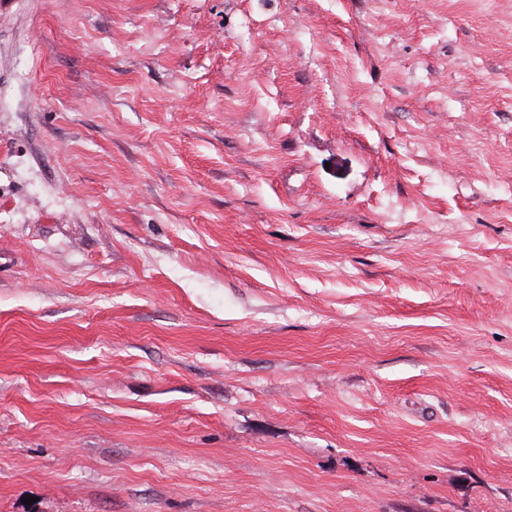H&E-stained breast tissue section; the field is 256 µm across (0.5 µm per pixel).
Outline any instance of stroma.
I'll return each instance as SVG.
<instances>
[{
	"instance_id": "1",
	"label": "stroma",
	"mask_w": 512,
	"mask_h": 512,
	"mask_svg": "<svg viewBox=\"0 0 512 512\" xmlns=\"http://www.w3.org/2000/svg\"><path fill=\"white\" fill-rule=\"evenodd\" d=\"M507 182L512 0H8L0 512H512Z\"/></svg>"
}]
</instances>
